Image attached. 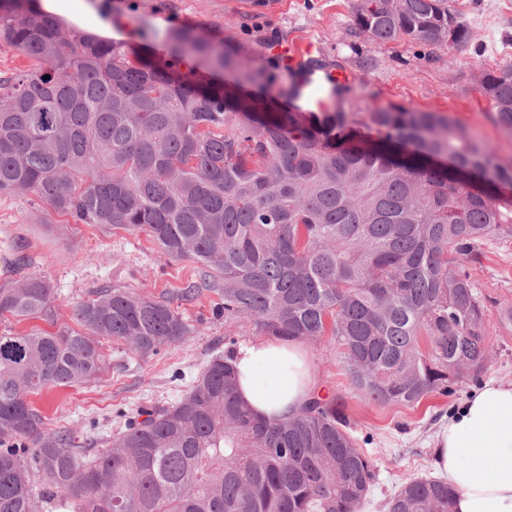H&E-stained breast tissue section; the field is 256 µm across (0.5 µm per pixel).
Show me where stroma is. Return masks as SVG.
Masks as SVG:
<instances>
[{
	"mask_svg": "<svg viewBox=\"0 0 512 512\" xmlns=\"http://www.w3.org/2000/svg\"><path fill=\"white\" fill-rule=\"evenodd\" d=\"M470 29L462 48H431L407 41L379 42L355 34L352 0H60L53 15L65 28L121 40L135 49L163 47L166 34L188 24L207 37L236 39L246 58L273 57L277 44L307 39L320 45L323 63L353 77L345 94L353 112L396 107L444 112L512 159V137L490 120L481 90L484 70L512 63V0H453ZM30 265L14 280L46 278L55 291L53 314L13 323L15 331L48 332L75 327L74 308L92 292L124 288L142 296L175 292L199 273L188 262L164 255L143 233L97 224H68L28 194L0 198V283L16 246ZM482 295L491 355L479 378L467 379L448 396H431L414 407L380 408L352 388L343 350L330 338L308 342L313 370L330 394L343 397L358 447L376 461L369 500L374 512L409 474L433 473L435 434L480 383H512V328L501 324L512 306V238L487 242L478 257L460 262ZM220 298L203 292L179 305L195 334L161 354L142 357L121 342L109 344L110 368L94 384L56 387L31 396L49 427L74 433L79 447H111L128 417L143 407L175 402L217 353L224 339H259L248 322L213 314Z\"/></svg>",
	"mask_w": 512,
	"mask_h": 512,
	"instance_id": "stroma-1",
	"label": "stroma"
}]
</instances>
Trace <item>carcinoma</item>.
Wrapping results in <instances>:
<instances>
[{
	"label": "carcinoma",
	"instance_id": "cac0c4a2",
	"mask_svg": "<svg viewBox=\"0 0 512 512\" xmlns=\"http://www.w3.org/2000/svg\"><path fill=\"white\" fill-rule=\"evenodd\" d=\"M355 28L380 42L464 47L450 0H354ZM0 49L26 65L0 76V197L34 194L74 224L144 232L200 280L174 295L102 288L78 328L0 331V512H358L374 460L348 432L343 397L285 419L255 417L232 364L236 339L188 391L103 452L47 427L29 396L97 381L102 340L145 357L196 332L174 307L213 291L215 314L259 332L344 350L351 384L379 407H414L478 377L491 349L485 303L455 271L512 237V163L439 112L305 111L306 83L237 43L173 29L145 57L66 31L34 0H0ZM193 60L224 84L203 82ZM493 123L512 137V63L483 72ZM375 139L358 134L361 122ZM50 283L0 285V320L48 316ZM442 479L410 475L386 512H452Z\"/></svg>",
	"mask_w": 512,
	"mask_h": 512
}]
</instances>
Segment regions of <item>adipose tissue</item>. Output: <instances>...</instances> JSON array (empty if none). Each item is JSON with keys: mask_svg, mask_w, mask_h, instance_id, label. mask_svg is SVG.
Segmentation results:
<instances>
[{"mask_svg": "<svg viewBox=\"0 0 512 512\" xmlns=\"http://www.w3.org/2000/svg\"><path fill=\"white\" fill-rule=\"evenodd\" d=\"M233 364L242 402L262 419L296 414L321 389L297 339L243 343ZM433 458L456 492L454 512H512V384L491 379L475 391L439 429Z\"/></svg>", "mask_w": 512, "mask_h": 512, "instance_id": "obj_1", "label": "adipose tissue"}]
</instances>
